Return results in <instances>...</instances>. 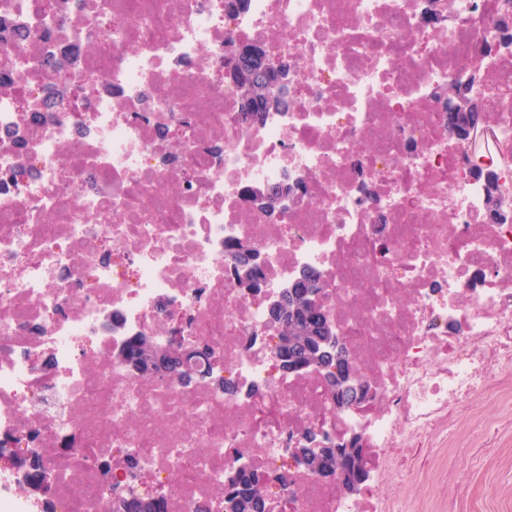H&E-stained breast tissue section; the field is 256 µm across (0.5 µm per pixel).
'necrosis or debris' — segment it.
I'll use <instances>...</instances> for the list:
<instances>
[{
    "instance_id": "1",
    "label": "necrosis or debris",
    "mask_w": 512,
    "mask_h": 512,
    "mask_svg": "<svg viewBox=\"0 0 512 512\" xmlns=\"http://www.w3.org/2000/svg\"><path fill=\"white\" fill-rule=\"evenodd\" d=\"M511 19L512 0H0V448L56 483L46 501L0 465V512H124L148 487L163 512H224L241 465L275 487L268 512H396L382 478L429 447L420 477L447 483L477 401L506 413L471 420L472 447L511 448ZM256 40L295 91L246 123L217 73L225 43ZM63 50L82 92L50 100ZM466 57L485 131L459 140L442 94ZM174 126L178 147L161 135ZM287 178L281 209L254 203ZM241 240L264 258L255 296L236 284ZM305 270L372 381L366 408L271 363V306ZM171 324L210 349L186 363L208 384L121 359ZM317 426L362 437L359 496L286 470Z\"/></svg>"
}]
</instances>
